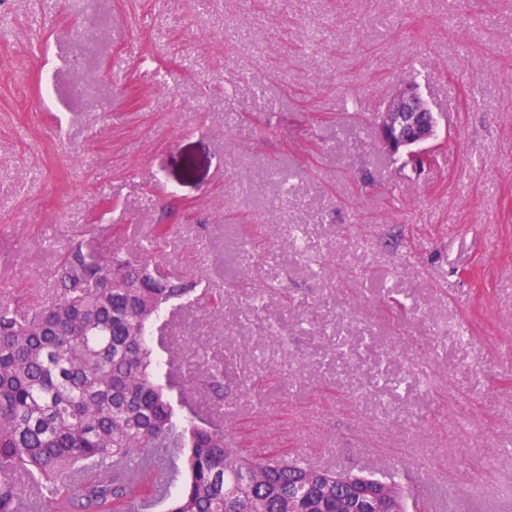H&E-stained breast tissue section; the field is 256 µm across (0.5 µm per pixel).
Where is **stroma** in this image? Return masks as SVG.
<instances>
[{"instance_id": "35a3bbf8", "label": "stroma", "mask_w": 512, "mask_h": 512, "mask_svg": "<svg viewBox=\"0 0 512 512\" xmlns=\"http://www.w3.org/2000/svg\"><path fill=\"white\" fill-rule=\"evenodd\" d=\"M411 82L439 119L418 175L376 130ZM157 224L160 271L206 281L180 381L239 450L512 512V0H0L13 303Z\"/></svg>"}]
</instances>
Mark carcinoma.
Masks as SVG:
<instances>
[{"label":"carcinoma","mask_w":512,"mask_h":512,"mask_svg":"<svg viewBox=\"0 0 512 512\" xmlns=\"http://www.w3.org/2000/svg\"><path fill=\"white\" fill-rule=\"evenodd\" d=\"M155 226L139 257L76 242L60 259L55 299L25 314L0 304V512H28L26 474L64 491L48 512H119L144 491L145 451H186L166 512H410L393 474L315 470L300 457L254 458L224 425L194 412L167 368L179 352L164 315L204 288L200 276L154 279Z\"/></svg>","instance_id":"obj_1"}]
</instances>
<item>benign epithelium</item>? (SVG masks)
Returning <instances> with one entry per match:
<instances>
[{
	"label": "benign epithelium",
	"mask_w": 512,
	"mask_h": 512,
	"mask_svg": "<svg viewBox=\"0 0 512 512\" xmlns=\"http://www.w3.org/2000/svg\"><path fill=\"white\" fill-rule=\"evenodd\" d=\"M378 133L388 153L402 157L413 171L431 164L437 120L416 85L408 84L390 99L381 113Z\"/></svg>",
	"instance_id": "obj_1"
}]
</instances>
